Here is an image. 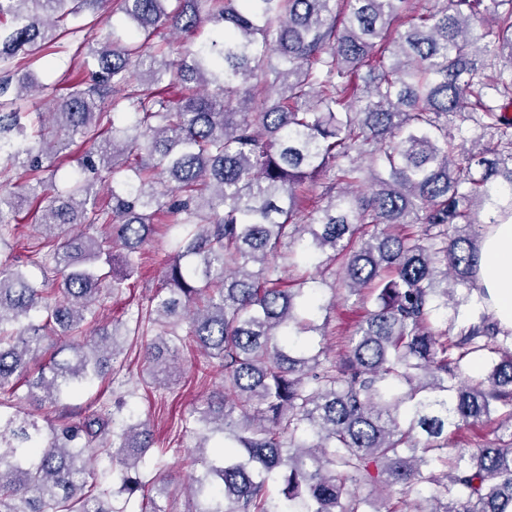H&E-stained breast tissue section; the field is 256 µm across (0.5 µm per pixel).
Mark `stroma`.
Masks as SVG:
<instances>
[{
	"label": "stroma",
	"instance_id": "stroma-1",
	"mask_svg": "<svg viewBox=\"0 0 512 512\" xmlns=\"http://www.w3.org/2000/svg\"><path fill=\"white\" fill-rule=\"evenodd\" d=\"M126 31L129 22L123 13H115L110 25L90 26L82 19H69V34L59 47L35 58L30 69L47 86L67 85L80 81L88 75L83 63L92 50L100 48L109 26ZM175 230L169 223L156 224L154 233L135 261L138 273L128 286L109 295L96 317L100 324L124 322L140 304L145 303L157 283L160 264L173 251ZM321 293L328 301L326 312V335L323 346L335 348L339 336H348L356 329L365 310L355 298L346 297L344 292L334 289L333 282H326ZM142 364L140 341L127 337L114 366L112 378L95 381L74 392L69 403L75 407H87L97 393H104L106 399H123L124 415L149 420L155 437V445L146 454V463L140 469L144 482L164 477L169 483V495L163 504L167 512H187L192 500L186 486L192 475L183 468V456L194 453L197 442L194 431L195 411L210 392L219 386L222 372L216 362L206 359L193 347H185L181 355V373L166 384H149L135 380Z\"/></svg>",
	"mask_w": 512,
	"mask_h": 512
}]
</instances>
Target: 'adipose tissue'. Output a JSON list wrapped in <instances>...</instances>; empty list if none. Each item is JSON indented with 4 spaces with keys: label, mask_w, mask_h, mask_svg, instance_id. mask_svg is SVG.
<instances>
[{
    "label": "adipose tissue",
    "mask_w": 512,
    "mask_h": 512,
    "mask_svg": "<svg viewBox=\"0 0 512 512\" xmlns=\"http://www.w3.org/2000/svg\"><path fill=\"white\" fill-rule=\"evenodd\" d=\"M483 253L479 285L500 325L512 329V222L490 225Z\"/></svg>",
    "instance_id": "ef3b65f1"
}]
</instances>
